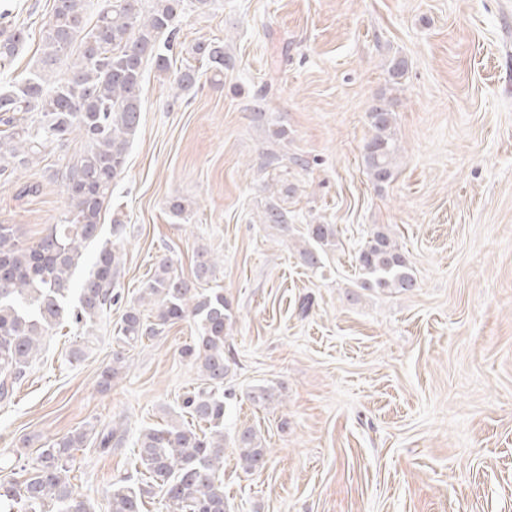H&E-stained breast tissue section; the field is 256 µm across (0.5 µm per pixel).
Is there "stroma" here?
Listing matches in <instances>:
<instances>
[{
  "mask_svg": "<svg viewBox=\"0 0 512 512\" xmlns=\"http://www.w3.org/2000/svg\"><path fill=\"white\" fill-rule=\"evenodd\" d=\"M53 0H0V28L25 26L12 76L35 69ZM171 71L146 66L140 126L102 212L122 211L121 301L93 331L56 328L10 402H0V480L52 439L113 426L123 440L78 448L74 490L105 496L143 470L139 431L183 420L203 387L179 354L181 322L127 348L109 388L116 322L162 255L190 274L196 247L218 256L216 285L233 313L225 433L253 427L270 453L248 473L224 451L231 512H512V0H211L179 20ZM221 41L222 80L191 48ZM408 69L393 84L388 69ZM199 81L172 103L174 74ZM267 94L260 112L252 96ZM387 98L401 151L391 182L371 181L368 113ZM288 129L289 233L260 223L279 178L262 171L269 125ZM83 147L49 145L22 173L0 174V224L33 241L68 204L65 169ZM191 201L173 223L165 206ZM336 227L319 267L299 249L310 224ZM390 231L418 286L366 291L355 256ZM84 355L75 361L74 348ZM273 387L266 407L256 386Z\"/></svg>",
  "mask_w": 512,
  "mask_h": 512,
  "instance_id": "stroma-1",
  "label": "stroma"
}]
</instances>
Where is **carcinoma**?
<instances>
[{
    "instance_id": "carcinoma-1",
    "label": "carcinoma",
    "mask_w": 512,
    "mask_h": 512,
    "mask_svg": "<svg viewBox=\"0 0 512 512\" xmlns=\"http://www.w3.org/2000/svg\"><path fill=\"white\" fill-rule=\"evenodd\" d=\"M87 0H55L42 31L39 66L27 76L0 86V172L25 168L49 142L67 148L78 140L83 151L64 174L67 212L35 242L20 240L13 224H0V400L30 373L52 331L69 320L92 327L112 310L122 254L118 243L101 241V214L124 170L142 112L145 65L170 70L178 37L177 21L187 0H104L96 23L85 29ZM23 26L0 30V74L23 46ZM192 52L221 77L232 57L221 42L199 43ZM66 67L64 79L55 70ZM198 71L175 76L174 96L190 92ZM371 135L364 144L369 178L387 183L394 178L399 151L394 137L395 113L381 103L368 113ZM190 203H167L171 220L186 219ZM288 233V210L277 203L259 217ZM314 246L299 254L312 268L319 250L336 246V225H307ZM99 244L80 282L75 271L83 265L89 246ZM363 272L360 287L407 292L417 286L405 254L385 228L374 230L355 256ZM218 257L208 249L194 251L192 276L207 283ZM150 313H145V307ZM229 303L216 288L190 285L174 261L163 255L151 268L140 296L128 302L115 326L112 364L101 372V385H110L125 368V348L160 335L179 322L197 332L182 346L180 356L197 368L206 387L187 394L181 409L191 422L171 423L141 431L134 443L145 479L119 485L107 497L105 512H144L146 500L162 493L164 512H229L224 496V380L231 374L225 355L231 324ZM81 429L50 441L32 463L19 466L17 476L0 481V512H92L88 498L76 493L68 479L72 451L86 447ZM231 444L247 472L264 466L268 449L252 427L234 432Z\"/></svg>"
}]
</instances>
